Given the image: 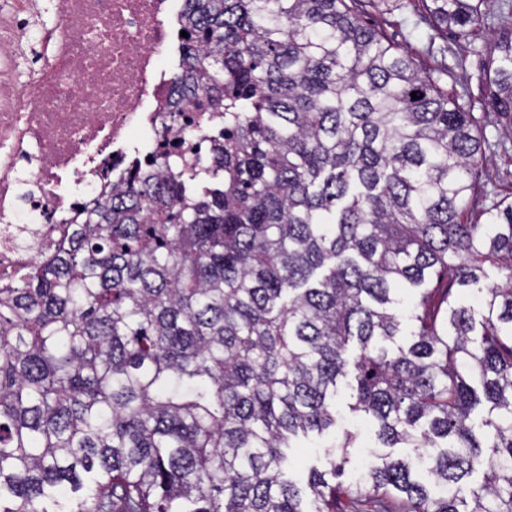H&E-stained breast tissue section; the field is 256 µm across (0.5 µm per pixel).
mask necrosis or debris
<instances>
[{
  "label": "necrosis or debris",
  "mask_w": 512,
  "mask_h": 512,
  "mask_svg": "<svg viewBox=\"0 0 512 512\" xmlns=\"http://www.w3.org/2000/svg\"><path fill=\"white\" fill-rule=\"evenodd\" d=\"M185 0H0V288L149 158L200 166L230 117L184 97L166 62Z\"/></svg>",
  "instance_id": "4bbe7bcc"
}]
</instances>
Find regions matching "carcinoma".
<instances>
[{
    "instance_id": "obj_1",
    "label": "carcinoma",
    "mask_w": 512,
    "mask_h": 512,
    "mask_svg": "<svg viewBox=\"0 0 512 512\" xmlns=\"http://www.w3.org/2000/svg\"><path fill=\"white\" fill-rule=\"evenodd\" d=\"M186 2L175 79L233 132L0 289V512H512V201L465 220L473 113L358 18L400 0ZM495 50L512 118V30ZM344 388L378 444L359 483L348 432L300 486L284 449Z\"/></svg>"
}]
</instances>
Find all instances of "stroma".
I'll list each match as a JSON object with an SVG mask.
<instances>
[{"mask_svg":"<svg viewBox=\"0 0 512 512\" xmlns=\"http://www.w3.org/2000/svg\"><path fill=\"white\" fill-rule=\"evenodd\" d=\"M482 11L492 22L480 34L458 28L436 31L421 0H403L390 12L373 9L360 12L365 25L381 30L399 51L409 53L425 70L447 69L445 89L457 95L458 102L480 120L479 134L487 145L481 184L470 207L482 210L491 200L512 195V123L486 106L483 74L491 59V43L500 33L512 29V14L501 12L499 0H484ZM335 440L334 432L300 437L292 442L287 455L292 474L304 479L311 465L317 464Z\"/></svg>","mask_w":512,"mask_h":512,"instance_id":"35a3bbf8","label":"stroma"}]
</instances>
